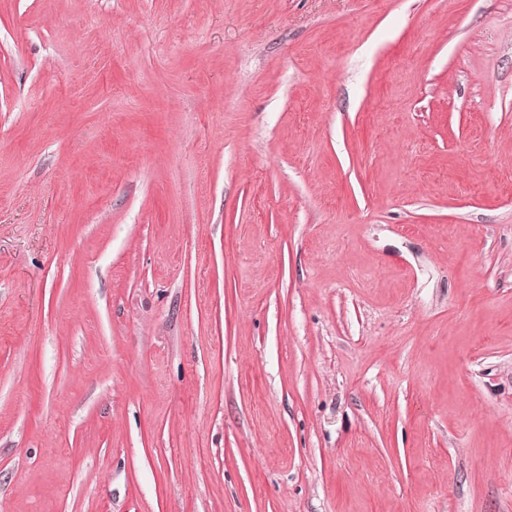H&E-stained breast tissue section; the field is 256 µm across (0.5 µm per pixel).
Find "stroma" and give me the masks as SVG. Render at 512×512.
Instances as JSON below:
<instances>
[{"label":"stroma","instance_id":"stroma-1","mask_svg":"<svg viewBox=\"0 0 512 512\" xmlns=\"http://www.w3.org/2000/svg\"><path fill=\"white\" fill-rule=\"evenodd\" d=\"M0 512H512V0H0Z\"/></svg>","mask_w":512,"mask_h":512}]
</instances>
